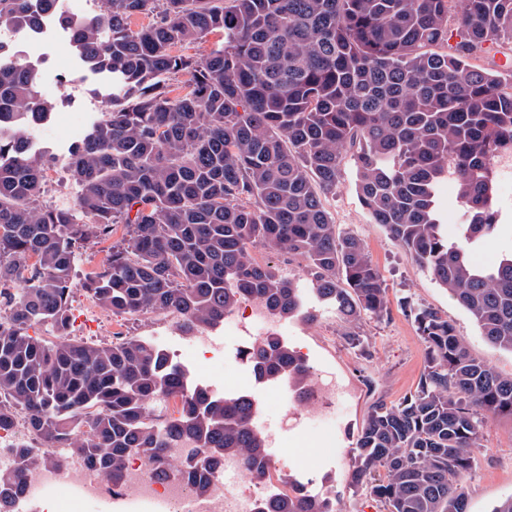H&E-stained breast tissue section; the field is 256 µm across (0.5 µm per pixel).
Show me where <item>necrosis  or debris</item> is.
Segmentation results:
<instances>
[{"label":"necrosis or debris","instance_id":"obj_1","mask_svg":"<svg viewBox=\"0 0 512 512\" xmlns=\"http://www.w3.org/2000/svg\"><path fill=\"white\" fill-rule=\"evenodd\" d=\"M224 324L246 341L280 333L277 319L254 299L246 300L241 310L226 312ZM171 461L182 470L175 479L156 476L144 459H132L123 486L115 488L104 482L97 471L67 457L29 476L13 512H59L55 494L64 483L79 493L86 512H112L117 505L123 512H257L268 490H287L295 466L294 461L280 456L265 464L264 476L256 478L235 460L227 459L203 472L208 490L199 495L193 491L192 477L185 471V456L173 453Z\"/></svg>","mask_w":512,"mask_h":512}]
</instances>
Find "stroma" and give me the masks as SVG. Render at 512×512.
<instances>
[{
  "label": "stroma",
  "mask_w": 512,
  "mask_h": 512,
  "mask_svg": "<svg viewBox=\"0 0 512 512\" xmlns=\"http://www.w3.org/2000/svg\"><path fill=\"white\" fill-rule=\"evenodd\" d=\"M11 44L21 62L35 65L44 97L58 105L48 122L27 127L24 136L32 150L53 153V169L64 174L49 188L48 200L61 208L72 206L78 187L66 176L69 149L100 119L112 82L80 67L66 34L54 23H47L38 36L15 30ZM342 165L343 179L335 193L327 196L325 206L339 229L366 245L380 272L390 314L383 319L363 315L357 331L368 340L364 352L351 345L346 326L330 310H322L320 320L312 324L298 316L280 322L282 337L305 355L313 375L332 374L347 390L332 425L333 442H326L320 430L308 429L305 423L283 421L287 406L279 388L254 381L236 337L223 334V349L214 358H187L183 364L198 383L216 393L248 394L266 407L270 418L280 424L271 455L286 453L300 461L302 467L296 470V478L333 491L336 512H384L378 501L352 494L347 484L352 453L370 406L377 401L399 403L415 389L427 364L426 347L402 311L404 302L438 311L464 338L470 352L502 375L512 376V352L481 336L471 315L405 253L382 225L372 221L358 198L351 153H344ZM70 313L74 320L72 335L79 341L106 343L102 321L110 317L122 325L125 335L143 337L170 350L190 349V336L171 322L155 315L113 317L108 310L91 309L88 294L78 287L72 292ZM467 493L469 512H492L499 502L512 496L511 416L498 417L485 427L474 452Z\"/></svg>",
  "instance_id": "1"
}]
</instances>
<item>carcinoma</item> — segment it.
<instances>
[{
	"label": "carcinoma",
	"mask_w": 512,
	"mask_h": 512,
	"mask_svg": "<svg viewBox=\"0 0 512 512\" xmlns=\"http://www.w3.org/2000/svg\"><path fill=\"white\" fill-rule=\"evenodd\" d=\"M58 0H0V29L42 30L49 19L93 73L112 76L107 109L71 151L75 206L42 200L53 154L31 152L23 129L56 104L33 65L0 43V428L21 414L43 442L15 449L22 467L0 472V512L51 449L122 484L128 460L165 473L167 450L192 444L193 467L234 458L251 472L269 458L251 426L255 400L217 397L169 364L149 340L110 344L70 336L69 299L81 250L112 238L105 263L81 279L100 306L131 316L179 317L194 335L239 301L276 318L302 316L300 279L254 256L274 247L304 264L316 302L353 331L388 314L377 267L358 237L339 231L323 197L349 151L357 193L374 223L425 268L491 344L512 352V253L489 267L470 259L500 216L491 158L512 153V77L481 65L512 44V0H105L73 18ZM152 21L134 30L132 17ZM218 34L203 59L178 51ZM458 40H452V37ZM187 77L174 93L173 78ZM458 185L464 222L440 223L436 186ZM26 282L22 296L11 293ZM427 365L397 405L373 404L353 449L349 490L384 512H468L472 453L494 418L512 416V376L473 357L437 311L405 303ZM44 326L55 340L30 334ZM261 384L288 381L303 400L311 367L279 337L246 353ZM177 400L159 422L158 396ZM264 512H333L301 482Z\"/></svg>",
	"instance_id": "1"
}]
</instances>
